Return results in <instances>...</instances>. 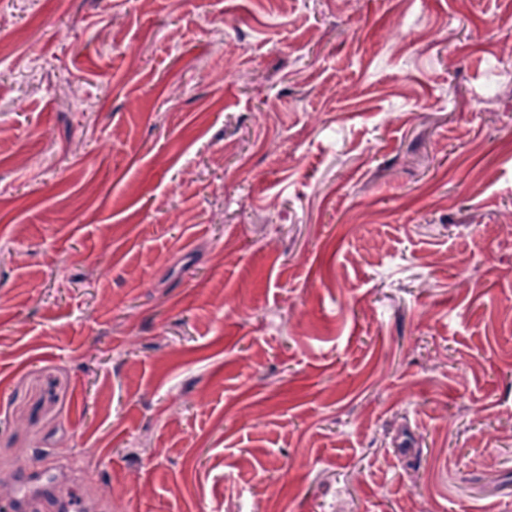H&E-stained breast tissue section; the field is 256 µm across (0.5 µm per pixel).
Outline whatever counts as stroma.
<instances>
[{
	"mask_svg": "<svg viewBox=\"0 0 512 512\" xmlns=\"http://www.w3.org/2000/svg\"><path fill=\"white\" fill-rule=\"evenodd\" d=\"M0 499L512 512V0H0ZM54 466L43 458L37 467L23 471L17 497L10 502L0 501L1 512H53L59 509L55 493Z\"/></svg>",
	"mask_w": 512,
	"mask_h": 512,
	"instance_id": "1",
	"label": "stroma"
}]
</instances>
